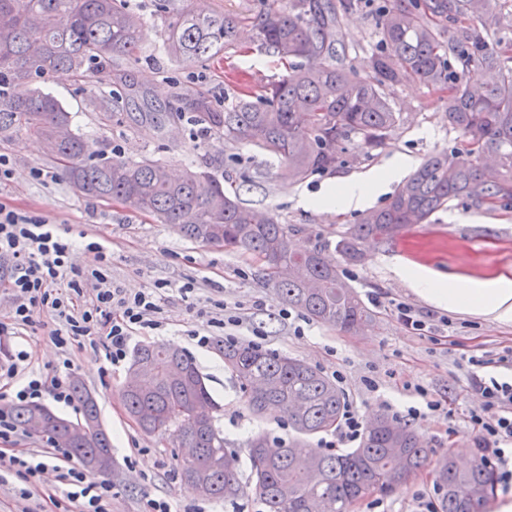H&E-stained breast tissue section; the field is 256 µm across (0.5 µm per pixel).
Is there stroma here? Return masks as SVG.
<instances>
[{
	"label": "stroma",
	"instance_id": "1",
	"mask_svg": "<svg viewBox=\"0 0 512 512\" xmlns=\"http://www.w3.org/2000/svg\"><path fill=\"white\" fill-rule=\"evenodd\" d=\"M389 3L354 0L351 8L341 13L344 63L360 77L373 75V59L380 49L378 19ZM129 4L141 14L147 40L139 61L121 63L123 84L116 87L97 78L50 79L44 84L70 112L73 130L106 157L137 160L148 156L177 173L188 166H204L216 177H230L244 207L277 214L295 228L297 247L325 245L326 259L337 266L345 283L373 312L371 327L351 335L312 319L304 324L295 317L283 319V304L264 283L253 258L194 242L172 225L131 212L119 203L82 196L67 182L60 163L36 138L22 132L0 140V154L10 159L15 172L11 181L0 184V202L43 213L73 240L106 242L112 251L110 281L127 293L169 284L162 313L165 326L154 332L152 339L183 348L207 377L223 408L218 426L228 448L239 458L242 475L250 473L246 444L252 435L262 432L274 441L288 439L289 432L277 410L255 419L223 359L212 348L197 347L191 340L190 330L202 324L199 309L214 300L240 307L241 343H249L257 330L263 335L264 349L302 359L329 376L343 373L346 381L341 389L365 418L407 409L416 402L412 385L424 386L452 411L445 421L427 418L411 423L430 449L431 461L447 453L476 457L475 437L467 421L474 401L467 388L466 358L484 352L497 357L512 350V321L489 320L466 305L448 310L436 307L401 280L395 267L419 264L445 277L512 278V209L452 201L447 209L433 214L429 223L410 226L396 242L369 248L361 262L350 265L334 245L349 225L358 222L359 211H321L302 202L326 182L358 178L402 157L410 158L416 168L429 155L464 152L466 136L444 116L446 90L416 81L387 87L386 98L398 121L381 142L370 146L362 135L348 134L336 147L334 167L291 185L283 181L284 165L276 157L249 144L225 141L199 129L187 116L175 114L183 98L199 91L209 93L219 107H231L238 97L286 75L289 62L267 53L251 27L244 25L235 49L202 66L184 68L164 51L163 20L155 14L152 0H129ZM115 89L123 96V106L108 117L99 103ZM34 169L43 172V179L31 178ZM186 283L194 284L195 291L185 298L177 288ZM398 302L431 314L430 335L411 334L399 324L393 312ZM35 320L16 347L31 354L34 370L48 377L57 375L62 368L61 355L48 336L49 317L39 314ZM298 326L303 327V335H295ZM70 357L76 377L98 398L118 463L111 478L112 512H143L150 499L169 500L178 512L185 507L194 512H262L251 493L234 505L199 499L179 479L175 441L143 433L127 415L120 398L128 377L126 367L102 375L106 364L102 352L87 347L72 348ZM367 376L378 382V392L366 391L362 380ZM131 458L136 467L128 466ZM21 486L12 474L0 477V512H45V496L58 484L54 472H46L40 491L27 500L20 497ZM433 487L431 471L425 468L407 478L389 497L366 495L354 512H411L415 492Z\"/></svg>",
	"mask_w": 512,
	"mask_h": 512
}]
</instances>
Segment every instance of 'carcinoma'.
Masks as SVG:
<instances>
[{
  "instance_id": "carcinoma-1",
  "label": "carcinoma",
  "mask_w": 512,
  "mask_h": 512,
  "mask_svg": "<svg viewBox=\"0 0 512 512\" xmlns=\"http://www.w3.org/2000/svg\"><path fill=\"white\" fill-rule=\"evenodd\" d=\"M497 0H394L382 10V50L375 77L366 79L343 64L339 8L351 0H263L249 17L191 8L174 10L173 0H155L168 17L167 52L184 66L203 64L236 45L237 31L250 23L265 48L282 59L323 58L318 66H293L261 87L256 100L239 99L220 110L200 91L187 102L194 123L231 142H251L286 165L284 178L296 183L336 163V144L348 133L374 142L393 128L396 113L382 86L408 80L448 89V124L470 140L469 153L428 158L380 209L365 213L336 242L344 262L361 261L366 248L399 238L412 224H428L448 202L512 209V66L504 51L475 29L459 25L443 40L437 20L461 22L479 11L484 27L498 23ZM145 27L128 0H0V140L23 130L41 139L63 166L72 187L86 197L115 201L171 224L185 237L224 250L242 251L260 263L277 298L309 317L345 333H360L372 313L324 257L322 247L298 250L290 228L276 214L261 216L241 206L236 193L205 169L171 176L162 162L144 157H104L71 127L70 113L44 93L37 80L97 76L121 83L116 62L136 60L144 50ZM461 55L472 77L455 73L448 52ZM28 85L25 92L16 86ZM212 349L236 380L248 409L261 417L277 407L288 420L294 442L272 450L266 435L248 441L251 477L238 476V458L226 448L216 426L220 405L207 378L182 348L171 343L137 345L129 377L121 388L130 418L149 435H169L185 449L177 472L206 501L233 502L247 490L264 512H351L369 491L392 495L429 461L430 450L409 426L379 415L367 424L358 446L342 454L317 448L300 451L332 430L346 397L329 377L308 363L249 344L214 341ZM81 406L76 421L41 404L18 407L16 425L57 439L74 432L68 451L85 468L95 453H112L97 399L82 382H72ZM442 490L441 512H466L474 487L485 486L486 503L495 490L488 466L460 468L448 454L434 469Z\"/></svg>"
}]
</instances>
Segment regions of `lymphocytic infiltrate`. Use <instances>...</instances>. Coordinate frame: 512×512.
Listing matches in <instances>:
<instances>
[{
    "label": "lymphocytic infiltrate",
    "mask_w": 512,
    "mask_h": 512,
    "mask_svg": "<svg viewBox=\"0 0 512 512\" xmlns=\"http://www.w3.org/2000/svg\"><path fill=\"white\" fill-rule=\"evenodd\" d=\"M93 262L85 268L72 265V241L61 235L56 224L41 212L21 210L0 202V262L5 263V286L14 301L8 320L0 321V344L22 336L34 324L38 313L50 312L58 322L51 330L53 343L61 351L72 346L103 348L107 363L120 367L133 337L159 330L162 322L161 300L157 288L129 294L111 287L109 270L112 253L101 241L85 245ZM203 324L193 330L197 346L205 347L216 333L234 339L241 319L226 303L214 302L203 312ZM26 352L6 353L0 361V382L9 390L12 404L38 403L51 396L56 403L74 402L69 370L71 359L62 362L65 375L46 377L36 371H24ZM489 355L470 356L468 389L478 404L467 418L475 434L482 459L492 465L504 490L512 489V376H493L485 369ZM18 432L10 411L0 409V467L22 479V496L38 487L46 470V459L57 461L56 480L64 485L63 497L52 498L61 512H111L112 485L94 480L71 463L65 449L48 448L43 454L14 455L5 446Z\"/></svg>",
    "instance_id": "f902f5d3"
}]
</instances>
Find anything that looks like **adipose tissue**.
<instances>
[{
	"mask_svg": "<svg viewBox=\"0 0 512 512\" xmlns=\"http://www.w3.org/2000/svg\"><path fill=\"white\" fill-rule=\"evenodd\" d=\"M410 162L399 159L384 170L368 174L364 178L331 183L317 197L306 199L309 207L358 209L365 206L386 184L399 180L409 168ZM399 275L411 282L418 292L431 303L454 308L466 303H477L488 318L508 322L512 320V280L507 278L472 280L459 277L441 279L424 268L402 266Z\"/></svg>",
	"mask_w": 512,
	"mask_h": 512,
	"instance_id": "obj_1",
	"label": "adipose tissue"
}]
</instances>
